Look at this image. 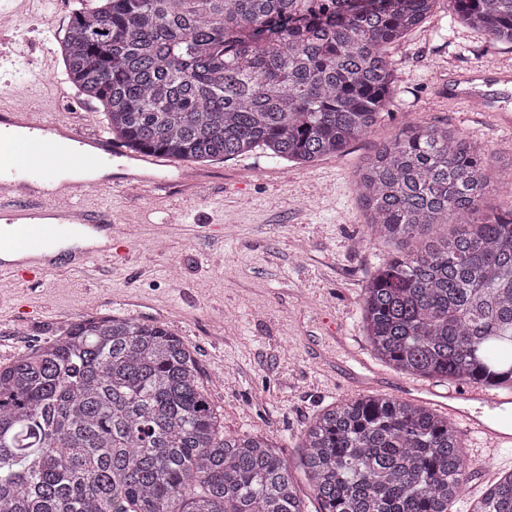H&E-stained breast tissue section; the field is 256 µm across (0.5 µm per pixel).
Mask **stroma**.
Listing matches in <instances>:
<instances>
[{"label": "stroma", "instance_id": "1", "mask_svg": "<svg viewBox=\"0 0 512 512\" xmlns=\"http://www.w3.org/2000/svg\"><path fill=\"white\" fill-rule=\"evenodd\" d=\"M74 0H0L20 21L0 30V86L28 85L43 116L96 135L103 113L68 82L57 38ZM398 91L388 113L342 157L301 168L254 151L196 166L199 187L185 185V164L145 170L134 185L101 191L96 206L117 224L111 261L89 270L62 268L25 286L0 282V365L50 341L88 317H133L166 325L195 354L210 399L230 435L271 437L294 458L308 424L342 399L371 391L422 398L448 392L439 380L401 373L378 360L361 318L363 289L387 245L369 241L355 170L376 145L416 120L460 130L503 154L497 182L512 180V129L449 102V72L489 66L512 70V45L451 26L448 0L391 52ZM375 385H358L360 361ZM466 493L479 496L512 470V447L488 456L466 434Z\"/></svg>", "mask_w": 512, "mask_h": 512}]
</instances>
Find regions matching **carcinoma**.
<instances>
[{"label":"carcinoma","instance_id":"obj_1","mask_svg":"<svg viewBox=\"0 0 512 512\" xmlns=\"http://www.w3.org/2000/svg\"><path fill=\"white\" fill-rule=\"evenodd\" d=\"M57 40L68 81L132 156L201 164L260 150L310 166L388 111L390 51L436 0H79ZM512 45V0H448ZM456 129L405 124L355 173L369 238L393 242L363 288L374 355L406 374L512 394V188ZM457 229L416 251L404 242ZM468 465L448 415L382 394L344 399L284 458L226 435L194 353L168 327L76 320L0 365V512H448ZM467 512H512V471Z\"/></svg>","mask_w":512,"mask_h":512}]
</instances>
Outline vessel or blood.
Segmentation results:
<instances>
[{"label": "vessel or blood", "mask_w": 512, "mask_h": 512, "mask_svg": "<svg viewBox=\"0 0 512 512\" xmlns=\"http://www.w3.org/2000/svg\"><path fill=\"white\" fill-rule=\"evenodd\" d=\"M500 77L485 76L484 92L467 87L454 91L452 101L472 112H495L496 85ZM499 126H512V116L495 112ZM21 123L28 136L19 143L0 141V280L32 282L59 267H90L95 260L112 254L111 247L68 248L79 232L111 233L112 221L89 204L82 182H73L62 195L18 197L16 185L26 178L49 179L63 169L90 170L120 157V147L104 137H90L76 129L38 117L35 108L18 102L0 111V123ZM73 143L59 146L60 139ZM512 398L494 396L475 388L448 391L442 406L451 419L464 420L479 433L488 448L512 446V427L501 428L497 414Z\"/></svg>", "instance_id": "vessel-or-blood-1"}]
</instances>
